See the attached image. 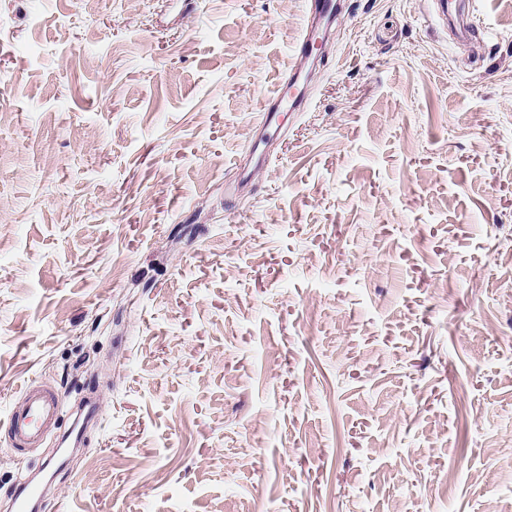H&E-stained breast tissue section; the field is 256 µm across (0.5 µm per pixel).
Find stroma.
<instances>
[{
	"instance_id": "obj_1",
	"label": "stroma",
	"mask_w": 512,
	"mask_h": 512,
	"mask_svg": "<svg viewBox=\"0 0 512 512\" xmlns=\"http://www.w3.org/2000/svg\"><path fill=\"white\" fill-rule=\"evenodd\" d=\"M342 3L231 196L305 0H0V507L512 512V0ZM21 394V405H10L2 427L11 447L37 448L56 427L65 405L57 392L37 380L29 381Z\"/></svg>"
}]
</instances>
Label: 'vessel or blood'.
<instances>
[{
	"mask_svg": "<svg viewBox=\"0 0 512 512\" xmlns=\"http://www.w3.org/2000/svg\"><path fill=\"white\" fill-rule=\"evenodd\" d=\"M338 13L339 0H306V29L299 42L300 51L293 55L280 89L267 96L257 122L259 132L278 126L281 113L297 112L306 107L307 98L301 85L305 67L318 42L315 25L322 20H335ZM64 411V402L57 392L32 380L22 390L21 405L10 407L0 427L6 430L11 447L36 448L51 434Z\"/></svg>",
	"mask_w": 512,
	"mask_h": 512,
	"instance_id": "b4317fda",
	"label": "vessel or blood"
}]
</instances>
